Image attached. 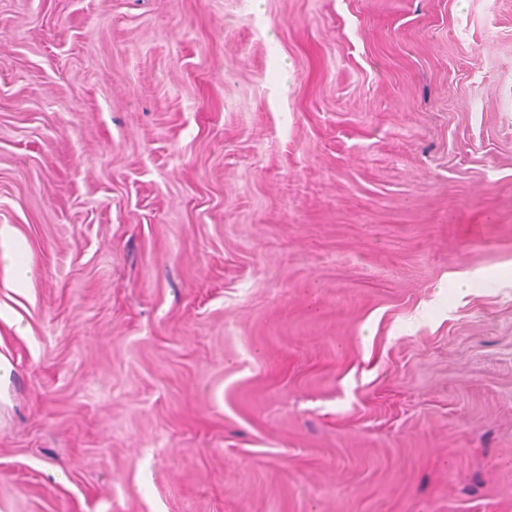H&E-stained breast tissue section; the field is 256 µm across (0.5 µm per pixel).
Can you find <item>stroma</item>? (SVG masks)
Segmentation results:
<instances>
[{
	"label": "stroma",
	"instance_id": "1",
	"mask_svg": "<svg viewBox=\"0 0 512 512\" xmlns=\"http://www.w3.org/2000/svg\"><path fill=\"white\" fill-rule=\"evenodd\" d=\"M0 227V512H512V0H0Z\"/></svg>",
	"mask_w": 512,
	"mask_h": 512
}]
</instances>
